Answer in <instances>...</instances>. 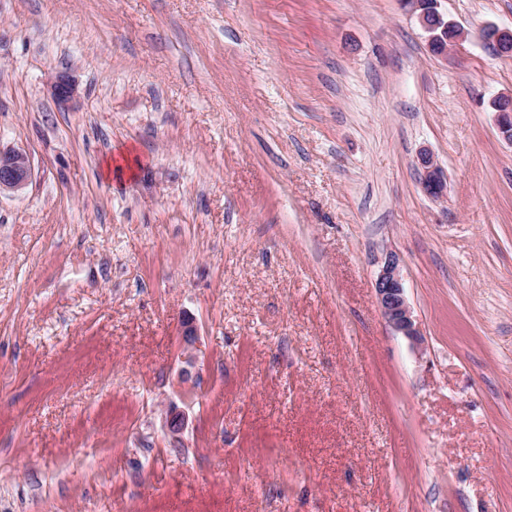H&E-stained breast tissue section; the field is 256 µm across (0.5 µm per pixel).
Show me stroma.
Segmentation results:
<instances>
[{
	"label": "stroma",
	"mask_w": 512,
	"mask_h": 512,
	"mask_svg": "<svg viewBox=\"0 0 512 512\" xmlns=\"http://www.w3.org/2000/svg\"><path fill=\"white\" fill-rule=\"evenodd\" d=\"M440 8L0 0V512H512V0ZM431 1H433L432 2L433 11L436 13L437 17L440 20L444 21V25L440 31L437 30L436 25H431L430 23L427 22V20L429 22H434V16L431 13H429V10H430L429 5H430ZM431 1L430 0H418V2L422 6V9L427 11V14H426L427 20L425 19L424 12H420L417 15L415 14V11L419 7L418 5L413 6L412 9L410 10V12L413 15H415L420 27L427 34L429 49H431V46H433L435 43H440L443 45V50L438 55H444L447 53L448 38L451 36V31H448V26L452 31H454V39L453 40L462 39L464 37V31L456 24L449 22L447 16H445V14L439 10V1L440 0H431ZM433 49L438 51L437 46H433ZM32 175V161L26 151L0 148V194L2 191L23 190L31 181ZM421 166L423 169V185L427 193L433 197L441 196L445 190V183L439 167L427 153L421 156ZM375 291L384 317L394 329L418 343L415 327L407 302L403 277L395 256L390 255L375 280Z\"/></svg>",
	"instance_id": "35a3bbf8"
}]
</instances>
